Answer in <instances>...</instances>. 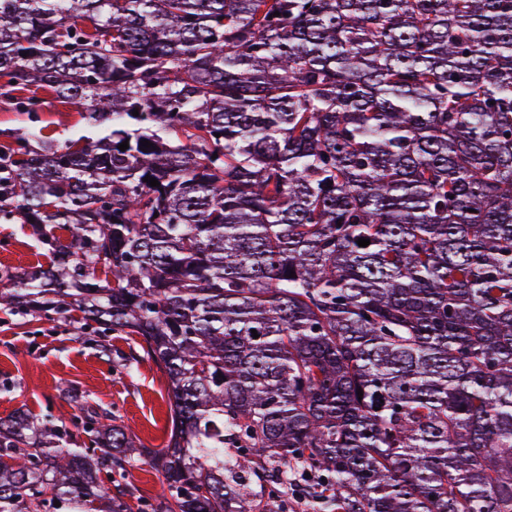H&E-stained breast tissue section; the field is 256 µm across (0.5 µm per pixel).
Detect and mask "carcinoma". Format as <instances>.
I'll use <instances>...</instances> for the list:
<instances>
[{
    "label": "carcinoma",
    "mask_w": 512,
    "mask_h": 512,
    "mask_svg": "<svg viewBox=\"0 0 512 512\" xmlns=\"http://www.w3.org/2000/svg\"><path fill=\"white\" fill-rule=\"evenodd\" d=\"M47 96L0 307L139 339L170 433L1 418L0 512H512V0H0V104ZM77 107L62 106L48 102L43 112H39V119L32 123L24 112H18L0 106V130L17 129L24 126L44 128L43 133L53 138L64 141L75 130L80 120ZM10 223L15 224L0 221V288L10 283L8 274L22 272L38 263L46 266L49 262L47 251L42 249L39 236L30 224H19V220ZM162 476L147 463L133 468L127 479L128 485L134 490L135 496L151 497L161 492Z\"/></svg>",
    "instance_id": "1"
}]
</instances>
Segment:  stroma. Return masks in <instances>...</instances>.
<instances>
[{"instance_id": "stroma-1", "label": "stroma", "mask_w": 512, "mask_h": 512, "mask_svg": "<svg viewBox=\"0 0 512 512\" xmlns=\"http://www.w3.org/2000/svg\"><path fill=\"white\" fill-rule=\"evenodd\" d=\"M47 262L30 225L0 221V287L8 274ZM86 404L132 430L143 447L167 439V380L134 339H113L103 350L70 313L45 318L0 310V418L24 410L78 435Z\"/></svg>"}]
</instances>
